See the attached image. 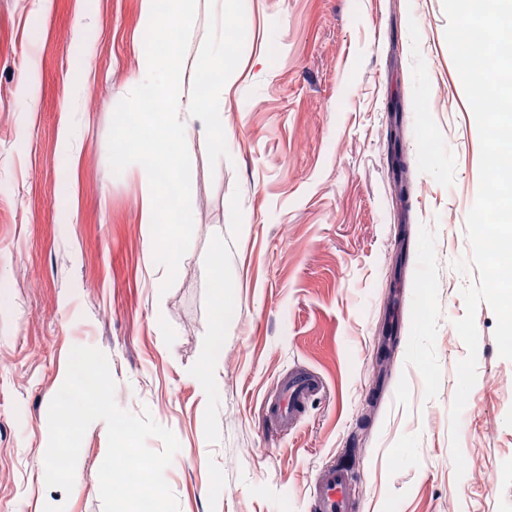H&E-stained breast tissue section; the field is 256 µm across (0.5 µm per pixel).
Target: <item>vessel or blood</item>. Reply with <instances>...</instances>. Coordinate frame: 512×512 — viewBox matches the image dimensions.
Returning a JSON list of instances; mask_svg holds the SVG:
<instances>
[{
  "label": "vessel or blood",
  "mask_w": 512,
  "mask_h": 512,
  "mask_svg": "<svg viewBox=\"0 0 512 512\" xmlns=\"http://www.w3.org/2000/svg\"><path fill=\"white\" fill-rule=\"evenodd\" d=\"M324 390L325 381L318 373L303 368L288 371L263 405L268 423L279 431H288ZM357 480V474L348 467L333 464L323 468L312 494V512H355L351 490Z\"/></svg>",
  "instance_id": "1"
}]
</instances>
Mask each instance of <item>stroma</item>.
<instances>
[{"mask_svg": "<svg viewBox=\"0 0 512 512\" xmlns=\"http://www.w3.org/2000/svg\"><path fill=\"white\" fill-rule=\"evenodd\" d=\"M244 11L224 87L228 155L190 154L193 236L166 290L143 178L109 163L113 113L145 52L139 0H0V512H103L101 427L84 435L71 493L45 482L48 408L76 346L105 353L120 408L178 439L164 476L180 512H308L334 462L361 475L358 512H512V360L484 303L476 382L450 432L467 354L453 323L479 277L452 263L471 255L479 136L442 0ZM219 229L220 284L208 265ZM294 366L326 391L269 435L263 402ZM203 369L214 397L199 389Z\"/></svg>", "mask_w": 512, "mask_h": 512, "instance_id": "35a3bbf8", "label": "stroma"}]
</instances>
